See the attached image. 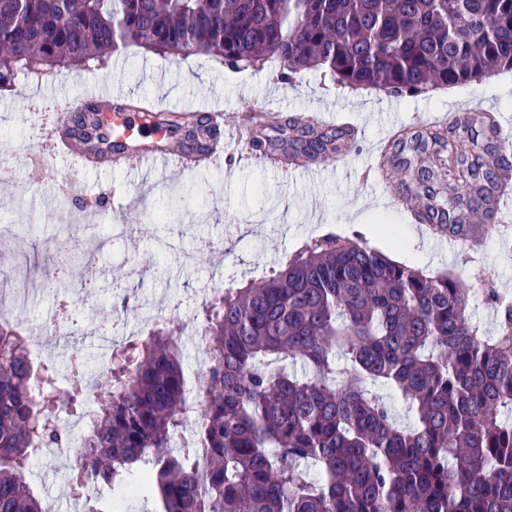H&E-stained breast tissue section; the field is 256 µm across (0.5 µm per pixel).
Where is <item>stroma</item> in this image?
I'll return each mask as SVG.
<instances>
[{"mask_svg":"<svg viewBox=\"0 0 512 512\" xmlns=\"http://www.w3.org/2000/svg\"><path fill=\"white\" fill-rule=\"evenodd\" d=\"M278 63L262 69L236 70L203 55L165 58L149 51L114 53L104 67L56 74L54 85L30 88L17 74L0 92V161L11 163L14 177L0 184V214L22 218L14 245L19 255L11 274L26 289L28 307L0 301V314L19 324L40 323L53 314V297L43 295L42 279L52 263L45 254L55 236L71 239L90 265L73 269L60 288L71 301L77 327L64 346L49 350L45 363L64 370L75 355L97 360L89 342L113 318L137 323L145 308L176 304L221 281L257 279L293 254L308 239L328 232L361 235L368 246L393 260L427 273L447 272L473 289L471 315L486 333L496 329L499 307L483 289L512 297V249L487 236L479 251L442 244L423 225L407 222L394 200L396 181L379 185L363 172L393 128L428 127L434 118L478 105L498 119L512 118V76L499 74L481 83L434 90L413 97L387 96L371 89L334 84L321 71L280 81ZM120 92L122 98L155 99L159 111H219L224 156L183 178L129 180L110 166L80 171L56 168L50 158L32 162L43 140V116L59 92L90 86ZM266 112L278 125L298 112L319 113L325 124L351 123L360 131L358 146L338 161L322 159L321 178L308 179L290 167L260 163L249 141H238L251 111ZM75 180L73 197L80 207L105 201L98 228L80 231L75 215L53 202V182ZM162 212L164 221L140 220L142 211ZM71 454L36 458L26 472L35 494L56 497L66 488Z\"/></svg>","mask_w":512,"mask_h":512,"instance_id":"obj_1","label":"stroma"}]
</instances>
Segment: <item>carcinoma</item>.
Returning <instances> with one entry per match:
<instances>
[{"label": "carcinoma", "mask_w": 512, "mask_h": 512, "mask_svg": "<svg viewBox=\"0 0 512 512\" xmlns=\"http://www.w3.org/2000/svg\"><path fill=\"white\" fill-rule=\"evenodd\" d=\"M205 55L238 69L277 60L281 78L322 69L340 86L389 96L479 83L512 72V0H0V88L108 63L118 49ZM102 107L68 116L74 147L112 151ZM292 117L252 147L305 157L340 153L352 136ZM159 125L174 152L218 136L211 115ZM489 112L401 141L405 190L437 236L476 249L493 228L512 157L493 150ZM55 269L85 260L50 242ZM457 277L430 276L359 238L310 239L264 278L231 279L198 306L208 371L194 437L178 337L165 327L112 349L106 398L88 416L72 472L115 493L135 485L143 512H512V305L486 334ZM0 512H50L25 472L40 446L70 450L52 425L86 403L75 379L28 358L26 331L0 323ZM300 364L299 375L290 367ZM45 386L35 394L31 376ZM396 393L402 426L378 392Z\"/></svg>", "instance_id": "cac0c4a2"}]
</instances>
